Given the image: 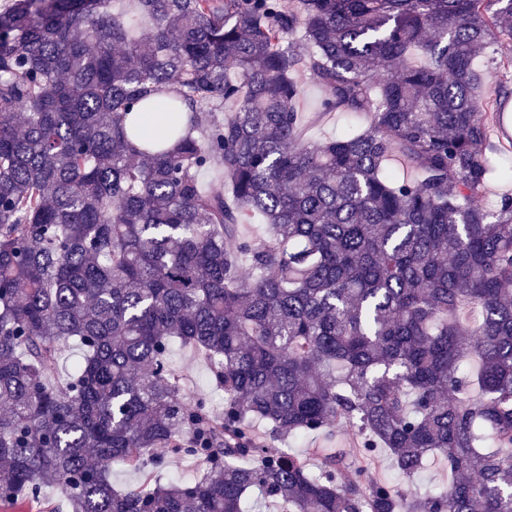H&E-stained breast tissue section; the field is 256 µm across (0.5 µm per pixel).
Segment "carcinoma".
Listing matches in <instances>:
<instances>
[{"label":"carcinoma","mask_w":512,"mask_h":512,"mask_svg":"<svg viewBox=\"0 0 512 512\" xmlns=\"http://www.w3.org/2000/svg\"><path fill=\"white\" fill-rule=\"evenodd\" d=\"M504 40L512 0H10L0 506L512 512V194L480 204L512 90L475 68ZM300 73L316 117L366 126L307 138ZM177 343L224 414L187 400ZM340 430L353 448L265 446ZM159 449L196 476L155 478ZM383 452L450 478L418 496L375 477ZM171 362L182 374L188 398H200L213 412L224 413V391L217 386L208 362L189 348L173 347Z\"/></svg>","instance_id":"1"}]
</instances>
